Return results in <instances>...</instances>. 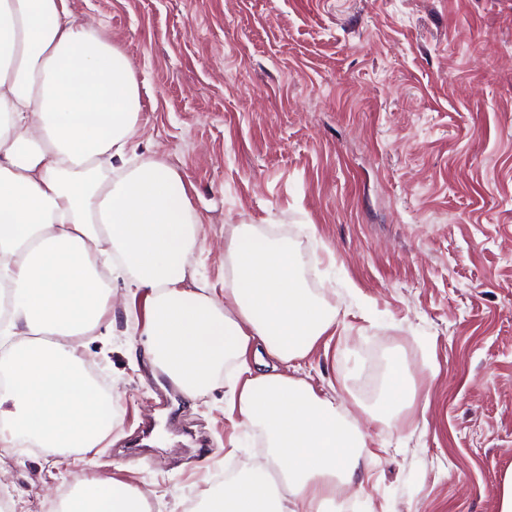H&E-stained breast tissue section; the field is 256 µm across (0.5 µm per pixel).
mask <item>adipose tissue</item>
<instances>
[{
    "mask_svg": "<svg viewBox=\"0 0 512 512\" xmlns=\"http://www.w3.org/2000/svg\"><path fill=\"white\" fill-rule=\"evenodd\" d=\"M138 86L126 55L66 0H0V447L34 441L91 460L109 402L80 337L112 315V286L143 296L144 353L188 398L226 363L224 402L259 429L263 463L225 480L205 512H320L360 482V423L300 377L338 312L308 287L306 254L275 229L224 233V288L197 279L202 220L181 175L132 138ZM288 477L273 491L271 470ZM123 481H78L64 512H144Z\"/></svg>",
    "mask_w": 512,
    "mask_h": 512,
    "instance_id": "adipose-tissue-1",
    "label": "adipose tissue"
}]
</instances>
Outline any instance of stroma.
Returning <instances> with one entry per match:
<instances>
[{
  "label": "stroma",
  "instance_id": "obj_1",
  "mask_svg": "<svg viewBox=\"0 0 512 512\" xmlns=\"http://www.w3.org/2000/svg\"><path fill=\"white\" fill-rule=\"evenodd\" d=\"M105 26L138 84L135 149L190 187L224 284V227L278 226L339 312L302 364L359 418L351 512H498L512 470V0H67ZM109 335L83 337L112 400L74 467L1 448L0 496L39 512L96 474L152 512L201 505L214 472L268 450L224 413V377L189 400L143 355V302L115 294ZM412 408L372 420L391 359Z\"/></svg>",
  "mask_w": 512,
  "mask_h": 512
}]
</instances>
